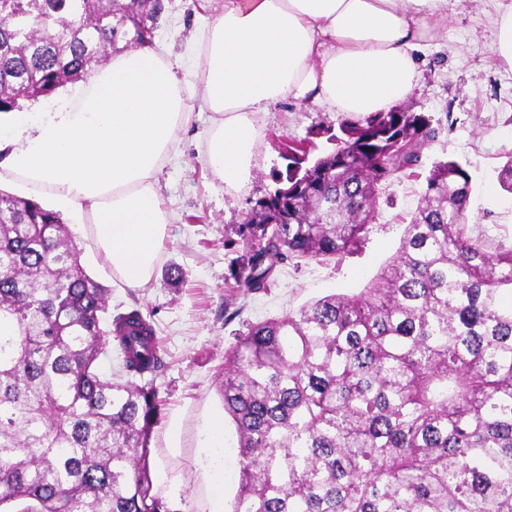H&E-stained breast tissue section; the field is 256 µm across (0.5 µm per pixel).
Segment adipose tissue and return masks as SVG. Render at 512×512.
Listing matches in <instances>:
<instances>
[{
	"mask_svg": "<svg viewBox=\"0 0 512 512\" xmlns=\"http://www.w3.org/2000/svg\"><path fill=\"white\" fill-rule=\"evenodd\" d=\"M448 0H224L184 58L152 43L114 53L51 112H0V181L46 189L87 217L99 250L126 286L149 282L165 228L157 176L176 151L192 101L214 113L204 162L226 187L257 163V116L311 98L351 119L407 100L417 54ZM201 468L224 478L220 417L205 424Z\"/></svg>",
	"mask_w": 512,
	"mask_h": 512,
	"instance_id": "obj_1",
	"label": "adipose tissue"
}]
</instances>
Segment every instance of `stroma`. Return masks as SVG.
Masks as SVG:
<instances>
[{
	"instance_id": "35a3bbf8",
	"label": "stroma",
	"mask_w": 512,
	"mask_h": 512,
	"mask_svg": "<svg viewBox=\"0 0 512 512\" xmlns=\"http://www.w3.org/2000/svg\"><path fill=\"white\" fill-rule=\"evenodd\" d=\"M164 14L155 36L172 56L186 55L194 46L205 13H217L224 0L201 10L200 0H162ZM512 0H451L449 18L419 59L420 78L407 107L432 116L438 134L423 151L422 165L401 174L378 200L379 217L359 251L330 261L302 260L280 265L271 288L256 292L227 288L235 257L224 246L232 225L241 223L256 200L273 191V173L285 172L287 162L274 143L281 137L307 138L320 125H337L340 113L317 101L289 100L261 117L263 137L258 166L251 181L236 191L204 164L211 113L193 109L178 133L179 158L159 174L164 207L173 219L150 282L125 286L96 248L89 225L74 213L60 215L81 250L86 271L109 289L112 313L139 309L155 327L164 367L154 379L166 402L156 427L153 470L156 477L177 474V493L188 512H210L216 499L232 505L236 478L206 481L196 463L203 424L222 414L219 390L224 352L248 324L297 311L313 299L333 293L361 291L396 253L406 224L416 211L432 164L452 159L472 176L468 207L469 231L489 246H512V194L497 175L512 153V67L492 53L496 19ZM179 265L185 278L164 276L169 264ZM179 418L182 434L172 441L169 422Z\"/></svg>"
}]
</instances>
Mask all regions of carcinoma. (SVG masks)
I'll return each instance as SVG.
<instances>
[{
    "instance_id": "1",
    "label": "carcinoma",
    "mask_w": 512,
    "mask_h": 512,
    "mask_svg": "<svg viewBox=\"0 0 512 512\" xmlns=\"http://www.w3.org/2000/svg\"><path fill=\"white\" fill-rule=\"evenodd\" d=\"M160 0H0V111L152 43ZM334 149L278 142L286 181L234 227L232 287L356 252L382 186L422 163L423 112L343 119ZM469 172L437 162L396 254L357 294L252 324L224 353L231 512H512V247L468 230ZM109 315L60 214L0 190V512H184L155 484L160 351ZM115 346V376L99 367ZM150 377L137 385L133 379Z\"/></svg>"
}]
</instances>
